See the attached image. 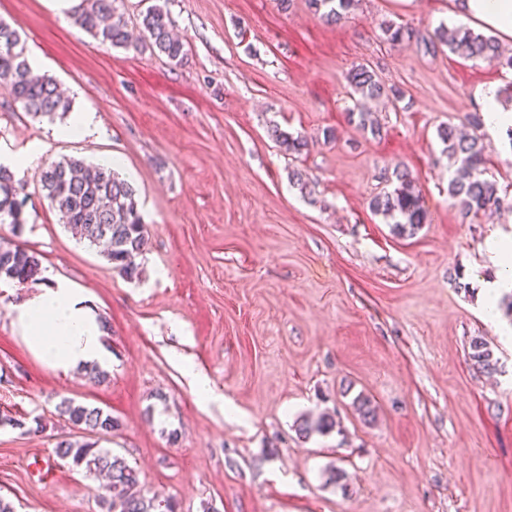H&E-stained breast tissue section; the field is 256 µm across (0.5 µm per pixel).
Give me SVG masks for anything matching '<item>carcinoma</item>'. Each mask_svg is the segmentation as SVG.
<instances>
[{
  "label": "carcinoma",
  "instance_id": "carcinoma-1",
  "mask_svg": "<svg viewBox=\"0 0 512 512\" xmlns=\"http://www.w3.org/2000/svg\"><path fill=\"white\" fill-rule=\"evenodd\" d=\"M357 2L308 0L309 7L329 25L340 23ZM118 3L120 0H86L85 7L76 17V24L103 43L127 48L131 46L130 36ZM139 25L149 41L148 48L179 64L183 62L186 56L183 42L173 36L163 7L156 5L146 10ZM384 33L393 43H414L426 53L434 54L446 46L452 53L512 68V56H503L495 37L475 33L468 27L450 30L441 25L424 34L410 27L387 23ZM345 78L352 95L362 99L386 97L396 104L404 98L400 89L386 86L373 69L364 65L351 67ZM0 79L8 83L14 100L35 118L63 117L70 112L71 101L59 91L51 77L32 72L18 33L1 18ZM349 118L373 136L382 132L371 112L362 108L349 110ZM438 135L446 145L448 158L459 163L448 182V195L457 203L462 221L500 210L504 199L497 182L484 177L485 149L480 138L464 134L449 124L440 126ZM271 136L291 152L299 153L306 146L302 137H295L278 127L271 129ZM40 182L45 197L59 211L62 223L79 228L81 238L126 278H138L140 270L135 258L144 250L146 238L137 209L136 191L130 183L112 169L93 168L84 160L71 157L44 168ZM391 182L393 189L375 196L370 206L391 221L396 234L412 235L427 220L415 181L407 170L397 168L392 173ZM24 207L25 200L18 198L12 174L0 166V224L19 226L25 223ZM41 269L37 253L19 246H0V279L24 284L35 280ZM469 359L483 372L496 370L493 351L480 337L470 342ZM354 406L364 422L375 419L376 408L370 398L360 395L354 400ZM56 411L82 434L80 440L59 443L56 454L63 460L72 461L76 467H84L88 473L108 475L107 497L104 498L106 512H177L172 500L161 501L129 493L138 484V472L111 449L99 447V440L112 435V431L119 427L111 414L72 399L61 401ZM335 426L333 417L324 414L315 421L301 419L296 430L306 439L314 432L324 434Z\"/></svg>",
  "mask_w": 512,
  "mask_h": 512
}]
</instances>
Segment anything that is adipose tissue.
Wrapping results in <instances>:
<instances>
[{"label": "adipose tissue", "mask_w": 512, "mask_h": 512, "mask_svg": "<svg viewBox=\"0 0 512 512\" xmlns=\"http://www.w3.org/2000/svg\"><path fill=\"white\" fill-rule=\"evenodd\" d=\"M453 8L458 21L512 38V0H454ZM9 309L17 332L47 367L64 373L111 367L101 321L84 289L69 280L52 277L48 286Z\"/></svg>", "instance_id": "1"}]
</instances>
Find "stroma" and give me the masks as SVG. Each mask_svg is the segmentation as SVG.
I'll use <instances>...</instances> for the list:
<instances>
[{
	"mask_svg": "<svg viewBox=\"0 0 512 512\" xmlns=\"http://www.w3.org/2000/svg\"><path fill=\"white\" fill-rule=\"evenodd\" d=\"M155 4L184 43L182 64L101 43L44 0H0L33 71L104 128L55 138L56 121L33 118L0 84V155L40 150L13 173L26 222L0 224V244L42 256L37 280L0 283V414L26 422L0 427V496L16 512H104L105 478L55 454L77 436L55 412L67 398L119 420L105 447L138 471L139 495L172 498L178 512H512V348L498 333L512 328V298L498 299L496 321L483 311L498 272L486 238L512 241V139H483L505 208L465 223L437 134L469 128L512 69L387 41L389 21L456 27L448 0H359L334 27L308 0H123L128 30ZM355 65L405 94L396 107L370 102L376 138L347 117ZM274 125L306 147L285 152ZM64 157L114 158L136 189L139 278L80 242L44 196L42 169ZM398 166L427 213L411 236L369 207ZM53 275L84 288L106 322V381L48 368L13 326L8 302ZM476 336L495 373L469 361ZM183 358L224 406L191 393ZM360 395L375 422L360 420ZM324 413L335 428L299 438L297 421Z\"/></svg>",
	"mask_w": 512,
	"mask_h": 512,
	"instance_id": "stroma-1",
	"label": "stroma"
}]
</instances>
